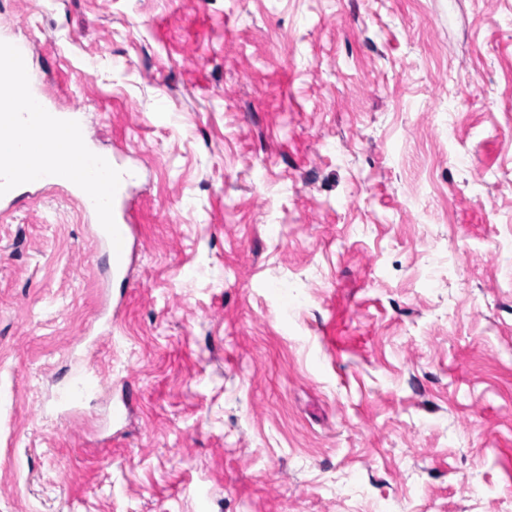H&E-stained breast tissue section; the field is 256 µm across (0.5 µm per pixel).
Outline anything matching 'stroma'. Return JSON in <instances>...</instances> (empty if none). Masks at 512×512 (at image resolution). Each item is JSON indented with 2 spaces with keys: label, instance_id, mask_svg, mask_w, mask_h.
Masks as SVG:
<instances>
[{
  "label": "stroma",
  "instance_id": "35a3bbf8",
  "mask_svg": "<svg viewBox=\"0 0 512 512\" xmlns=\"http://www.w3.org/2000/svg\"><path fill=\"white\" fill-rule=\"evenodd\" d=\"M3 29L139 234L120 289L65 190L0 214V512H512V0Z\"/></svg>",
  "mask_w": 512,
  "mask_h": 512
}]
</instances>
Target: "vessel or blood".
<instances>
[{
  "mask_svg": "<svg viewBox=\"0 0 512 512\" xmlns=\"http://www.w3.org/2000/svg\"><path fill=\"white\" fill-rule=\"evenodd\" d=\"M0 138L14 143L0 162V202L16 200L25 187L73 191L100 226L97 242L111 258L113 280L127 282L135 233L125 201L127 177L97 151L77 113L53 111L31 79L28 47L14 41L0 46ZM106 175L112 178L108 196L98 188Z\"/></svg>",
  "mask_w": 512,
  "mask_h": 512,
  "instance_id": "b4317fda",
  "label": "vessel or blood"
}]
</instances>
